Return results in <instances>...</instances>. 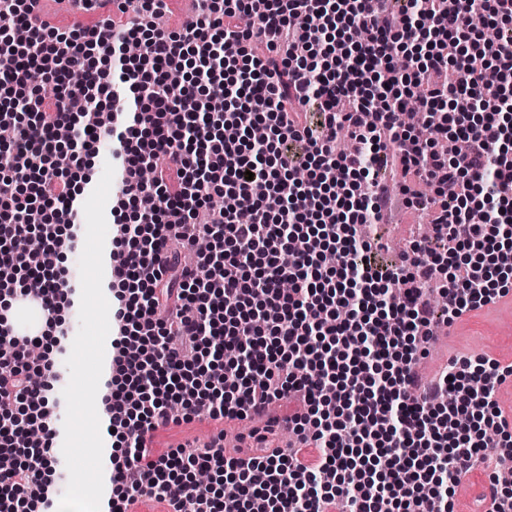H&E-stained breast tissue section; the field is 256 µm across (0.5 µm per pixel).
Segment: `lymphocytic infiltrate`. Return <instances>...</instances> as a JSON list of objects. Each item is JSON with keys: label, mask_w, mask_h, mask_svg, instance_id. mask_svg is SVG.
Wrapping results in <instances>:
<instances>
[{"label": "lymphocytic infiltrate", "mask_w": 512, "mask_h": 512, "mask_svg": "<svg viewBox=\"0 0 512 512\" xmlns=\"http://www.w3.org/2000/svg\"><path fill=\"white\" fill-rule=\"evenodd\" d=\"M111 2L138 22L66 31L38 21V0H0V126L15 131L0 146V295L29 299L25 280L40 279L63 328L73 289L54 269L77 236L85 158L110 135L112 512L143 497L173 512H454L488 448L512 460L495 399L512 366L474 376L460 357L426 380L417 363L436 328L506 296L512 279V0H200L177 31L151 22L165 0ZM256 38L265 54L250 51ZM402 54L410 68L396 66ZM36 69L59 87L48 112L30 92ZM412 100L423 128L403 121ZM303 106L317 125L301 122ZM61 126L80 145L69 169L56 164ZM160 157L166 169L143 181ZM396 169L431 230L384 267L359 229L382 219ZM30 232L40 250L18 253ZM203 239L195 264L176 261L172 245ZM31 342L0 321V454L18 459L0 470V512L54 503L55 360L28 365ZM294 396L290 452L232 457L220 436L200 453L149 447L171 423L259 418ZM200 470L209 489L191 478Z\"/></svg>", "instance_id": "f902f5d3"}]
</instances>
